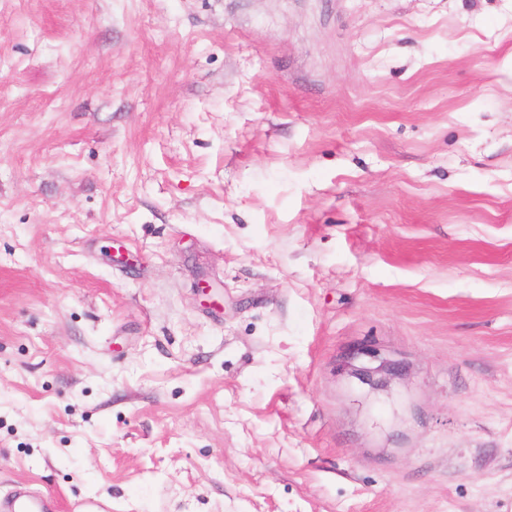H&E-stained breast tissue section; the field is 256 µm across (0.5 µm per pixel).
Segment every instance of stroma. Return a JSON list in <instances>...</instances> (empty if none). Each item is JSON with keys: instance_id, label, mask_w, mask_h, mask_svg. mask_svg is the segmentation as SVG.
<instances>
[{"instance_id": "obj_1", "label": "stroma", "mask_w": 512, "mask_h": 512, "mask_svg": "<svg viewBox=\"0 0 512 512\" xmlns=\"http://www.w3.org/2000/svg\"><path fill=\"white\" fill-rule=\"evenodd\" d=\"M20 485L512 512V0H0ZM341 365L349 375L372 389L387 386L389 380L405 372V363L397 355H383L367 346H357L346 353Z\"/></svg>"}]
</instances>
